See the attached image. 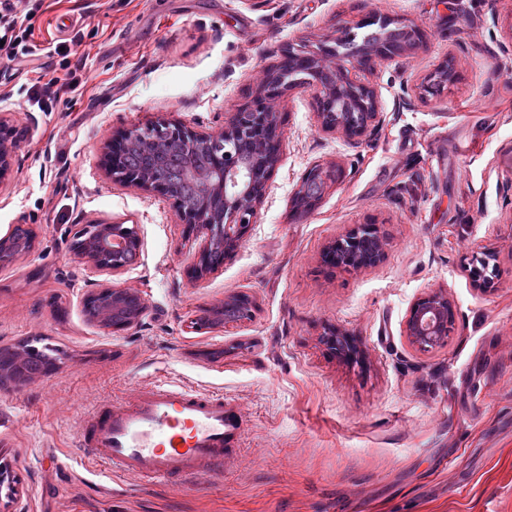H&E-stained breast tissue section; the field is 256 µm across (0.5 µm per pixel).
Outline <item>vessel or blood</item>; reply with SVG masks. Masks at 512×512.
I'll list each match as a JSON object with an SVG mask.
<instances>
[{"label":"vessel or blood","instance_id":"vessel-or-blood-1","mask_svg":"<svg viewBox=\"0 0 512 512\" xmlns=\"http://www.w3.org/2000/svg\"><path fill=\"white\" fill-rule=\"evenodd\" d=\"M240 429L223 396L156 383L132 404L100 409L74 455L150 483L188 482L219 471Z\"/></svg>","mask_w":512,"mask_h":512}]
</instances>
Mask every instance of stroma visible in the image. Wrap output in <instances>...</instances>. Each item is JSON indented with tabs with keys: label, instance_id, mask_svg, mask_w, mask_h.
<instances>
[{
	"label": "stroma",
	"instance_id": "35a3bbf8",
	"mask_svg": "<svg viewBox=\"0 0 512 512\" xmlns=\"http://www.w3.org/2000/svg\"><path fill=\"white\" fill-rule=\"evenodd\" d=\"M389 18L422 46L365 72L381 121L360 141L319 131L311 91L282 107L283 157L240 247L195 280L199 238L172 202L114 186L112 134L157 117L203 131L247 103L289 47L333 42L342 25ZM30 61L0 51V116L25 127L0 186V234L27 224L29 256L0 267V347L59 345L48 376L0 385V461L25 512H512V0H39ZM452 58L458 80L423 102L407 89ZM89 80L70 88L77 61ZM63 90L42 107L32 87ZM332 167L315 208L292 195ZM136 225L141 247L117 285L139 291L138 327L104 330L83 309L98 276L67 242L84 225ZM376 224L387 255L326 268L324 247ZM496 254L492 291L463 267ZM447 289L454 329L430 352L402 333L411 303ZM245 293L250 320L200 319ZM359 334L365 363H339L319 338ZM159 381L223 394L242 417L224 469L146 484L69 450L89 415ZM308 176H312V177L315 176V177L320 178L325 185L331 179V177L334 178L335 174H334L333 170H331L323 165H313L312 168L310 170H308L302 183L299 185L298 189L294 193V196L292 199V205L294 204V211L296 213H306L318 201V200L308 201V199H306L304 197V195L308 192V185L306 182V179L308 178ZM242 297H246L248 299V308H249V310L246 311L244 317H242L238 320H235L232 318H224L223 317L224 310L229 308L230 304L234 300H236L238 298H242ZM253 306H254V303L252 302V300L247 295H244V294L231 295V296L225 297L223 302H221L219 305L214 306L212 309H210L211 320L206 321V324L209 327H220L223 324L226 326V324H228V323H238V322H241L244 320H248L252 316V307Z\"/></svg>",
	"mask_w": 512,
	"mask_h": 512
}]
</instances>
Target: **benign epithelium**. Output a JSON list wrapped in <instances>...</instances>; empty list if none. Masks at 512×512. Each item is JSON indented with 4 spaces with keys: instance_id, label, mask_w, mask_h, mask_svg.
Segmentation results:
<instances>
[{
    "instance_id": "1",
    "label": "benign epithelium",
    "mask_w": 512,
    "mask_h": 512,
    "mask_svg": "<svg viewBox=\"0 0 512 512\" xmlns=\"http://www.w3.org/2000/svg\"><path fill=\"white\" fill-rule=\"evenodd\" d=\"M361 24L343 26L344 37L333 46H319L314 50L290 48L288 54H299L308 59L304 70L282 71L277 67L266 70L254 99L224 113V127L218 130L199 131L179 121L159 118L150 123L135 125L123 130L116 137L105 141L102 157L106 174L112 183L136 189L147 196H158L174 201L179 220L201 237L200 253L192 265L191 274L203 279L215 272L218 266L211 260L215 254L225 259L243 242L250 225L256 223L258 209L270 189V178L281 161L282 147L268 149L265 137L276 136L283 141L281 132L282 99L299 87L314 90V110L318 127L324 132L340 131L346 137L360 139L380 122L377 95L365 83L359 72L377 63L383 64L401 57L405 50H392L385 44L368 46L355 43L352 29ZM458 73L448 69V61L437 65L433 72L414 85L421 95L435 94L454 83ZM17 137L13 126L0 117V185L8 180L16 157ZM163 151L175 149L186 161L184 173L201 183L200 194L192 200L177 198L169 184L152 170L129 172L121 164L125 152L131 149ZM213 157V164L196 167L202 153ZM307 182L295 191L294 211L305 213L315 201L305 198ZM377 228L358 225L337 237L325 247V253L340 260L345 269L362 270L378 265L387 253V238L378 234L377 247L367 253L360 240L366 232ZM97 238L78 244L69 243V249L78 262L98 275L117 276L127 266L123 262L126 250L140 247L141 239L136 228H126L119 236L112 234V225L100 224L95 231ZM36 240L26 247L13 242V231L0 236V266L11 264L31 254ZM494 255L482 250L471 255L468 268L471 278L482 287L489 288L497 275ZM109 297L112 303L122 306L132 299L136 310L123 322L111 321L109 313L88 315L89 321L106 330L130 329L138 326L145 314L146 304L137 291L103 281L90 290L84 299ZM238 299L231 295L210 309V327H220L234 322L223 317L225 309ZM453 303L448 291L433 290L417 298L410 306L403 323V335L421 352H430L445 344L453 330ZM323 344L336 358L350 363L364 352L362 338L337 325L329 326ZM0 512H12L10 504L16 495L14 476L9 467L0 464Z\"/></svg>"
}]
</instances>
